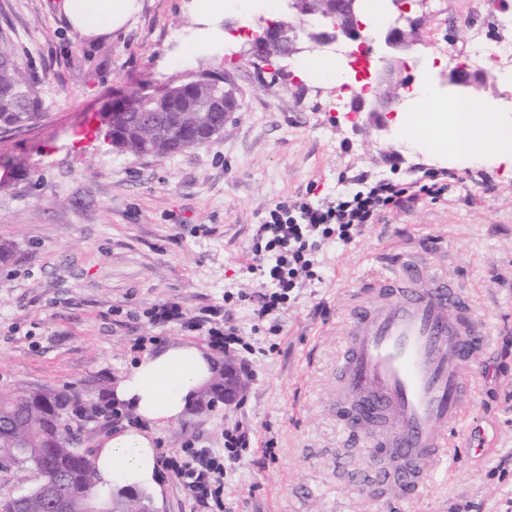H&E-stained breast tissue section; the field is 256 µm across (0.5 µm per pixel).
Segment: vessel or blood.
Here are the masks:
<instances>
[{"mask_svg": "<svg viewBox=\"0 0 512 512\" xmlns=\"http://www.w3.org/2000/svg\"><path fill=\"white\" fill-rule=\"evenodd\" d=\"M488 332L471 295L415 258L398 263L351 312L337 380L350 434L372 430L394 459L364 475L409 499L448 461V431L469 391L464 369Z\"/></svg>", "mask_w": 512, "mask_h": 512, "instance_id": "obj_1", "label": "vessel or blood"}]
</instances>
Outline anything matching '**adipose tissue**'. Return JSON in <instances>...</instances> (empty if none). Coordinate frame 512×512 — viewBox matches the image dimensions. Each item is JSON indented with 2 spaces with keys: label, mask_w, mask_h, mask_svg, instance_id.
I'll return each instance as SVG.
<instances>
[{
  "label": "adipose tissue",
  "mask_w": 512,
  "mask_h": 512,
  "mask_svg": "<svg viewBox=\"0 0 512 512\" xmlns=\"http://www.w3.org/2000/svg\"><path fill=\"white\" fill-rule=\"evenodd\" d=\"M135 0H61L60 8L80 34L94 37L125 24ZM224 0H192L197 24L182 41L178 55L224 49ZM409 112L401 113L400 129L433 153L469 161L482 155L512 170V129L493 114L478 110L472 100L447 102L428 86L417 85ZM212 376V361L193 345L171 344L146 353L113 386L117 403L140 418L136 427L114 431L95 453L98 486L153 487L157 484L156 436L150 423L180 419Z\"/></svg>",
  "instance_id": "adipose-tissue-1"
}]
</instances>
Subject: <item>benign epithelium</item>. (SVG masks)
<instances>
[{"mask_svg":"<svg viewBox=\"0 0 512 512\" xmlns=\"http://www.w3.org/2000/svg\"><path fill=\"white\" fill-rule=\"evenodd\" d=\"M364 0H332V5L324 12L315 13L318 24L292 25L277 31L279 22L263 20L264 27L255 32L249 42L247 54L268 62L274 57L291 56L301 51L300 44L309 43L315 47L341 44H355L359 47L377 48L378 61L382 63L380 83L386 92L367 104L369 114L383 123L390 112L402 101L403 91L408 84L401 76L407 56L419 43V31L414 26L400 29L362 21ZM448 86L455 92H466L478 84L485 83V77L463 70H453L446 76ZM158 93H132L122 102L112 106L106 123L115 125L125 113L132 110L145 112V102ZM247 387L246 379L236 364L224 360V406L230 407Z\"/></svg>","mask_w":512,"mask_h":512,"instance_id":"obj_1","label":"benign epithelium"}]
</instances>
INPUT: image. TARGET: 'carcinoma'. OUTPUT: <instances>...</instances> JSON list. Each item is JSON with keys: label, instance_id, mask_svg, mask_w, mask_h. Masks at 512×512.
I'll return each instance as SVG.
<instances>
[{"label": "carcinoma", "instance_id": "1", "mask_svg": "<svg viewBox=\"0 0 512 512\" xmlns=\"http://www.w3.org/2000/svg\"><path fill=\"white\" fill-rule=\"evenodd\" d=\"M234 98L222 79L213 77L191 88L171 86L150 112H128L115 127L97 130L112 148L135 155L165 157L203 146L224 130V104ZM41 111L29 75L18 61L16 46L0 33V123L19 126ZM164 122L161 134L150 133L151 120ZM224 386V363L216 365L210 385L196 400L208 411L218 408L210 398ZM115 409L110 389L82 398L67 391L30 397L0 392V458L35 473L36 485L28 493L0 501V512H58L56 497L45 488V474L55 473L65 485L68 500H85L110 512H142L147 494L133 487L108 494L96 489L95 459L77 447V432L98 415Z\"/></svg>", "mask_w": 512, "mask_h": 512}]
</instances>
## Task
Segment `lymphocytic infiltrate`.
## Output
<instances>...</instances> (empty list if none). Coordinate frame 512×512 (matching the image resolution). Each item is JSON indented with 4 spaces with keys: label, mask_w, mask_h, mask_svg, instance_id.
Masks as SVG:
<instances>
[{
    "label": "lymphocytic infiltrate",
    "mask_w": 512,
    "mask_h": 512,
    "mask_svg": "<svg viewBox=\"0 0 512 512\" xmlns=\"http://www.w3.org/2000/svg\"><path fill=\"white\" fill-rule=\"evenodd\" d=\"M358 190L337 194L335 199L319 203L304 201L295 208L278 204L267 211L260 227V237L269 261L260 274L274 290L259 296L253 310L257 321H264L288 292L299 287L301 278H314L316 253L322 242L333 240L350 243L361 228L378 223L386 211L418 202L420 197L437 198L443 184L394 183L385 178L357 176ZM220 309L205 308L194 318H184L174 303L156 306L154 320L174 323L189 332L206 330L213 346L226 350L242 344L243 339L231 323L220 320ZM246 433L239 429L226 431L223 449L199 448L186 458L163 456L164 468L170 472L187 494L211 512H224V459H236L237 451L249 447Z\"/></svg>",
    "instance_id": "1"
}]
</instances>
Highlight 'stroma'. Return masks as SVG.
I'll use <instances>...</instances> for the list:
<instances>
[{
	"label": "stroma",
	"instance_id": "stroma-1",
	"mask_svg": "<svg viewBox=\"0 0 512 512\" xmlns=\"http://www.w3.org/2000/svg\"><path fill=\"white\" fill-rule=\"evenodd\" d=\"M60 0H0L9 36L42 101L23 126L0 127V390L97 394L148 351L170 343L219 357L205 332L154 321L178 304L185 318L223 307L251 350L231 355L249 379L227 410L188 411L157 426L160 453L223 448L241 426L251 446L225 465L224 512H512V172L440 165L395 122L336 109V86L299 81L293 58L255 67L244 42L163 68L194 26L190 0H137L135 17L96 37L75 31ZM414 0L422 23L408 84L441 87L443 46L472 33L496 40L492 17L512 0ZM217 74L238 108L209 143L164 158L119 152L96 131L113 100ZM445 171L437 200L394 209L352 243L325 244L320 281L295 289L269 323L254 326L252 267L258 225L275 204L352 190L368 172L393 180ZM420 258L460 280L489 330L466 369L470 391L448 437V463L411 500L372 495L352 480L377 459L341 418L336 364L352 308L395 270ZM232 302H225V295ZM273 441V456L262 448Z\"/></svg>",
	"mask_w": 512,
	"mask_h": 512
}]
</instances>
